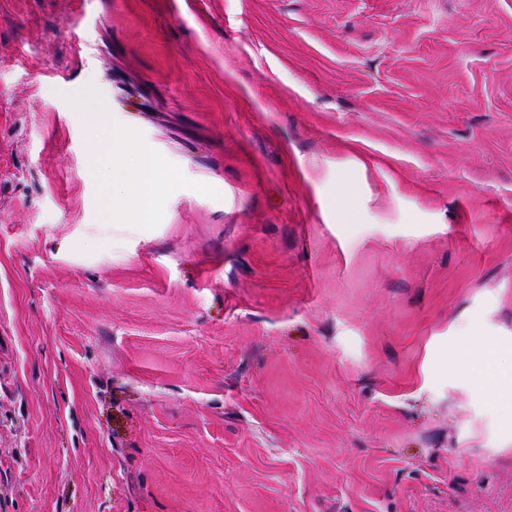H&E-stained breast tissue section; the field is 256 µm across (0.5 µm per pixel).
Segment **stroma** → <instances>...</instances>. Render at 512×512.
I'll return each instance as SVG.
<instances>
[{"label":"stroma","mask_w":512,"mask_h":512,"mask_svg":"<svg viewBox=\"0 0 512 512\" xmlns=\"http://www.w3.org/2000/svg\"><path fill=\"white\" fill-rule=\"evenodd\" d=\"M490 352L512 0H0V512H512ZM136 180L145 188L160 191L173 179V175L162 170L154 162L141 159L135 173Z\"/></svg>","instance_id":"1"}]
</instances>
